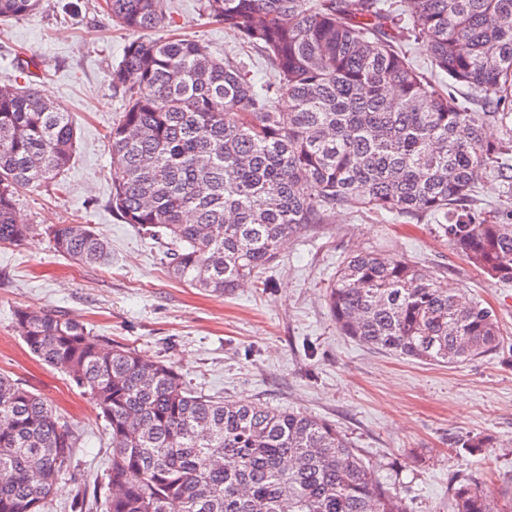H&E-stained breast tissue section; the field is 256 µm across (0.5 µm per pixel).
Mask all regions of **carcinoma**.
Listing matches in <instances>:
<instances>
[{"instance_id":"obj_1","label":"carcinoma","mask_w":512,"mask_h":512,"mask_svg":"<svg viewBox=\"0 0 512 512\" xmlns=\"http://www.w3.org/2000/svg\"><path fill=\"white\" fill-rule=\"evenodd\" d=\"M42 0H0V22ZM130 34L112 88L125 107L106 133L112 211L169 244L172 277L222 295L251 283L284 242L338 209L425 215L452 251L512 285V210L472 207L480 181L512 171V0H201L275 66L272 89L245 63L198 40H150L167 0H104ZM426 39L443 90L411 64L403 43ZM465 87L487 100L469 112ZM499 123L489 141L484 127ZM77 133L35 84L0 85V244L21 245L22 189L62 187ZM53 250L101 265L92 226L43 228ZM326 302L340 331L371 348L455 365L497 350L495 311L448 287L428 266L367 251L343 259ZM29 352L93 400L112 438L104 512H407L336 424L246 401L195 394L163 361L124 344L101 347L84 322L19 309ZM77 439L51 404L0 373V512H48ZM451 512H512L477 478L448 494Z\"/></svg>"}]
</instances>
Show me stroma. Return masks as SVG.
<instances>
[{
    "mask_svg": "<svg viewBox=\"0 0 512 512\" xmlns=\"http://www.w3.org/2000/svg\"><path fill=\"white\" fill-rule=\"evenodd\" d=\"M200 0H170L152 39L182 34L213 52L248 62L258 86L269 64L222 24L200 15ZM125 31L102 0H61L0 24V84L32 62L35 81L70 112L78 147L63 176L66 192L26 190L16 201L26 224L94 225L111 248L104 266L57 256L34 236L0 245V373L44 396L78 438L70 472L53 497L54 512H72L74 494L104 501L112 441L99 409L60 372L34 358L15 329L18 309L59 311L87 324L104 345L135 347L165 361L195 391L246 400L335 423L374 466L376 479L401 496L407 512H448V489L460 476L488 469L494 490L512 487V455L487 460L459 440L481 436L512 444V287L495 284L454 255L430 218L399 223L391 216L336 213L290 238L267 268L263 288L218 295L174 281L165 245L141 236L112 211V159L105 133L122 109L109 74L121 59ZM375 249L403 253L430 266L450 287L479 296L498 315L501 347L459 367H438L375 353L344 336L324 298L339 262Z\"/></svg>",
    "mask_w": 512,
    "mask_h": 512,
    "instance_id": "1",
    "label": "stroma"
}]
</instances>
